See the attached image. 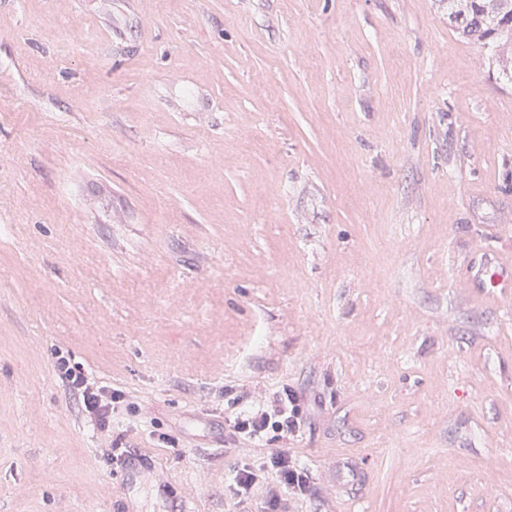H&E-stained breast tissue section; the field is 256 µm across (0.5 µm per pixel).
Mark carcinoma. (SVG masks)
<instances>
[{
  "mask_svg": "<svg viewBox=\"0 0 512 512\" xmlns=\"http://www.w3.org/2000/svg\"><path fill=\"white\" fill-rule=\"evenodd\" d=\"M448 21L475 43L512 52V0H448Z\"/></svg>",
  "mask_w": 512,
  "mask_h": 512,
  "instance_id": "obj_1",
  "label": "carcinoma"
}]
</instances>
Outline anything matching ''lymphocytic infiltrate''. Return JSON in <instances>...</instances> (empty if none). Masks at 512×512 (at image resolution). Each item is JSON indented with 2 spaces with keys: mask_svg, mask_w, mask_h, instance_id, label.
Instances as JSON below:
<instances>
[{
  "mask_svg": "<svg viewBox=\"0 0 512 512\" xmlns=\"http://www.w3.org/2000/svg\"><path fill=\"white\" fill-rule=\"evenodd\" d=\"M56 374L69 392L83 400L85 417L99 430H108L112 414L123 395L99 385L69 359L58 358ZM229 444L240 447L246 464L237 466L229 486L238 503L262 501L267 512H291L292 506L311 492V477L282 448L263 447L269 433L285 438L296 433L301 424V411L293 393L276 396L272 407L258 404L225 418Z\"/></svg>",
  "mask_w": 512,
  "mask_h": 512,
  "instance_id": "obj_1",
  "label": "lymphocytic infiltrate"
}]
</instances>
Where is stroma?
I'll use <instances>...</instances> for the list:
<instances>
[{
	"label": "stroma",
	"mask_w": 512,
	"mask_h": 512,
	"mask_svg": "<svg viewBox=\"0 0 512 512\" xmlns=\"http://www.w3.org/2000/svg\"><path fill=\"white\" fill-rule=\"evenodd\" d=\"M512 80L446 0H0V512H512ZM122 391L110 431L54 375ZM273 403L271 410L258 404L238 411L233 418L225 415L228 443L237 447L228 449L250 460L256 458L252 463L235 467L229 490L238 506L260 500L268 512H298L290 509L311 492L308 471L298 466L285 449L255 448L271 431L277 437L287 438L300 429L302 419L296 395L283 390ZM245 442L247 446H240Z\"/></svg>",
	"instance_id": "1"
}]
</instances>
